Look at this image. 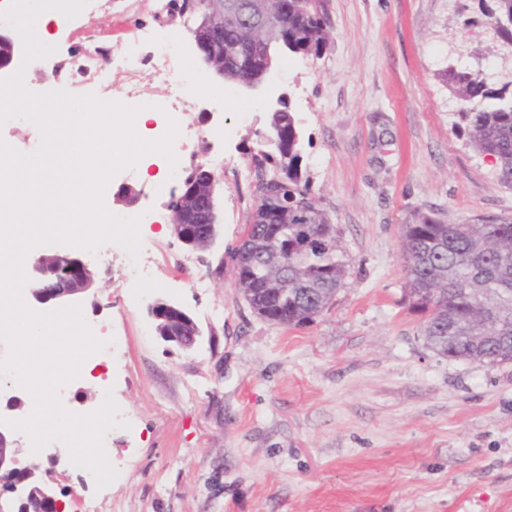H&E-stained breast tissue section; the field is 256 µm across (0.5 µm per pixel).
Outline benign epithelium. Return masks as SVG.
Masks as SVG:
<instances>
[{
	"label": "benign epithelium",
	"instance_id": "7a95c632",
	"mask_svg": "<svg viewBox=\"0 0 512 512\" xmlns=\"http://www.w3.org/2000/svg\"><path fill=\"white\" fill-rule=\"evenodd\" d=\"M179 9L183 12L202 11L200 27L202 35L194 37L198 56L202 63L216 74L224 75V0H182ZM240 22L245 26L274 32L271 20L259 13L243 16ZM23 50L17 33L0 24V72L13 73L19 66ZM196 170H191L184 179L186 190L172 196L169 203L173 234L192 249L210 246L217 235L218 214L216 202V180L210 179L203 186L195 185ZM65 258L71 262L68 279L58 288L50 291L30 290V297L37 304L60 302L88 292L95 281V273L79 257L65 253L43 254L38 256L32 267L36 272L56 261ZM149 313L155 321V332L165 341H173V336L164 330L165 316L172 315L175 321L186 327V340L177 342L181 348L191 349L201 336L197 324L180 308L163 301L155 300L149 306ZM19 448L11 433L0 428V481L8 485V497H0V512H30V504L38 503L41 512H63V502L57 497L53 481L37 474L33 467H22L17 455Z\"/></svg>",
	"mask_w": 512,
	"mask_h": 512
}]
</instances>
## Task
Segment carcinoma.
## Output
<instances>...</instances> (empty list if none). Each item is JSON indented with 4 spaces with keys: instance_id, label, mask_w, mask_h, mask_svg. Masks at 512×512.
Returning a JSON list of instances; mask_svg holds the SVG:
<instances>
[{
    "instance_id": "carcinoma-1",
    "label": "carcinoma",
    "mask_w": 512,
    "mask_h": 512,
    "mask_svg": "<svg viewBox=\"0 0 512 512\" xmlns=\"http://www.w3.org/2000/svg\"><path fill=\"white\" fill-rule=\"evenodd\" d=\"M262 9L285 28L288 43L268 42L271 57L286 47L295 54L319 56L329 40L322 0H263ZM488 24L512 36V0H498ZM270 35L249 28L224 36V76L244 85L254 73L247 66L251 48ZM439 79L453 92L471 145L498 164L500 179L512 184V98L505 88L490 87L481 73L448 67ZM288 127V162L269 153L255 159L256 177L266 162L284 171L275 195L255 202L250 246L239 254L238 274L249 284L273 282L288 293L268 308L289 325L315 320L344 287L347 266L339 254L337 230L328 215L301 184L298 164L300 135L292 112H278L269 121L267 140L275 143ZM278 224L288 242L300 237L310 247L288 248V263L273 258L265 245V226ZM411 306L430 312L438 292L441 310L427 317L424 335L431 349L449 359L496 367L512 364V218L483 216L473 223L443 221L418 211L401 232Z\"/></svg>"
}]
</instances>
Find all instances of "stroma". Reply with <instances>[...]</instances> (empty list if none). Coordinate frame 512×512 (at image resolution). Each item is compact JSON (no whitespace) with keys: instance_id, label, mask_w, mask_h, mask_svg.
Instances as JSON below:
<instances>
[{"instance_id":"obj_1","label":"stroma","mask_w":512,"mask_h":512,"mask_svg":"<svg viewBox=\"0 0 512 512\" xmlns=\"http://www.w3.org/2000/svg\"><path fill=\"white\" fill-rule=\"evenodd\" d=\"M155 0H112L53 25L54 57L28 69L33 91L72 89L55 63L125 47L162 23L208 87L177 125L196 130L184 166L222 156L216 171L221 229L204 251L172 233L163 159L115 174L103 192L112 214L134 187L142 248L131 259L106 243L87 261L96 286L80 305L111 337L100 360L59 396L66 410L100 407L113 392L129 429L109 446L118 478L97 488L53 443L22 461L58 454V495L73 512H512V364L489 367L436 355L411 306L401 247L416 210L467 222L512 217V185L454 124L458 105L440 70L483 71L512 95V42L486 15L495 0H323L330 39L320 56L286 53L254 90L225 88L196 61L193 13L156 12ZM284 100L301 137L299 173L335 224L346 285L315 321H266L236 294L232 252L255 204V154L273 152L269 110ZM151 276H129L132 262ZM185 311L201 336L189 350L163 341L148 306Z\"/></svg>"}]
</instances>
